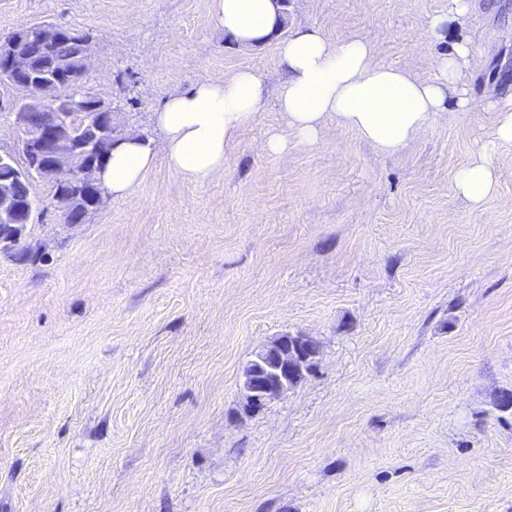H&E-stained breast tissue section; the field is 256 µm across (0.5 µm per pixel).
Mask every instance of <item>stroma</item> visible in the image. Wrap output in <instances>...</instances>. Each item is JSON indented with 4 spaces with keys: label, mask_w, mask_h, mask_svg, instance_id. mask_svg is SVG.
<instances>
[{
    "label": "stroma",
    "mask_w": 512,
    "mask_h": 512,
    "mask_svg": "<svg viewBox=\"0 0 512 512\" xmlns=\"http://www.w3.org/2000/svg\"><path fill=\"white\" fill-rule=\"evenodd\" d=\"M289 0L286 31L374 39L435 77L466 41L470 106L389 153L336 120L293 138L275 42L229 40L213 0H0V36L53 22L92 38L89 86L115 131L162 137L171 92L251 67L266 95L223 175L157 161L91 223L53 210L30 259L0 252V512H512V0ZM288 151L262 148L267 131ZM485 155L472 206L458 169ZM314 337L317 366L239 415L243 364ZM456 188L477 207L497 193L498 176L483 157H475L457 173Z\"/></svg>",
    "instance_id": "1"
}]
</instances>
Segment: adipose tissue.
I'll list each match as a JSON object with an SVG mask.
<instances>
[{
  "mask_svg": "<svg viewBox=\"0 0 512 512\" xmlns=\"http://www.w3.org/2000/svg\"><path fill=\"white\" fill-rule=\"evenodd\" d=\"M224 34L244 48L277 41L286 71L277 97L280 112L300 143L316 142L327 119L355 130L380 149L395 152L429 124L448 116L449 105L469 104L463 68L467 42L437 57L434 80L378 62L371 39L353 36L332 44L317 27L281 38L283 16L274 0H215ZM265 96L262 75L243 68L223 78L206 79L170 94L153 114L163 135L161 148L143 131L127 133L112 148L100 178L114 197L128 196L164 157L180 179L203 184L222 173L240 130L260 112ZM456 188L472 205H482L498 189V177L481 157L456 175Z\"/></svg>",
  "mask_w": 512,
  "mask_h": 512,
  "instance_id": "obj_1",
  "label": "adipose tissue"
}]
</instances>
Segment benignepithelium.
Instances as JSON below:
<instances>
[{"label":"benign epithelium","instance_id":"7a95c632","mask_svg":"<svg viewBox=\"0 0 512 512\" xmlns=\"http://www.w3.org/2000/svg\"><path fill=\"white\" fill-rule=\"evenodd\" d=\"M30 27L21 25L0 38V76H7L15 87V95L7 104L20 134L22 150L32 157L46 159L47 176L60 188L51 199L62 224H87L103 205L95 203L80 210L70 208V200L83 195L87 186L102 188L99 173L103 163L99 153L82 150L72 139L62 116H83L94 112L98 121H106L102 129H112V107L92 93L76 102L63 91L59 73L64 64L55 61L34 72L28 56L19 45L29 35ZM42 200L31 196L21 213L5 185H0V252L11 253L25 244L27 227L35 214L44 209ZM321 346L307 335L281 333L255 351L242 367L241 400L243 410L254 414L296 387L316 366Z\"/></svg>","mask_w":512,"mask_h":512}]
</instances>
